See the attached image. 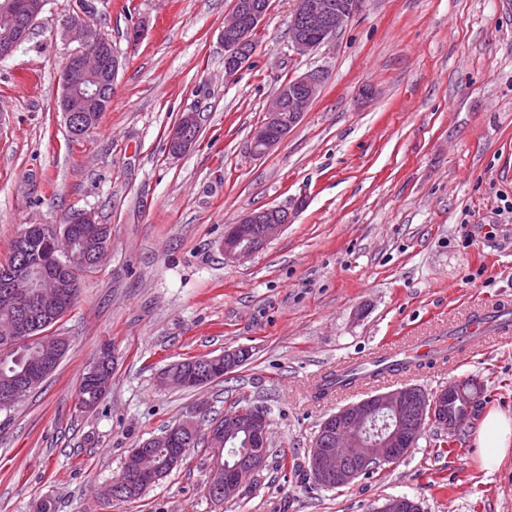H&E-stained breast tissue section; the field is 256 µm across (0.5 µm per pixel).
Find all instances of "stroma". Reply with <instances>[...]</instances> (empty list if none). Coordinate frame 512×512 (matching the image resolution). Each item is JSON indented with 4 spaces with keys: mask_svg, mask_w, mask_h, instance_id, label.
Here are the masks:
<instances>
[{
    "mask_svg": "<svg viewBox=\"0 0 512 512\" xmlns=\"http://www.w3.org/2000/svg\"><path fill=\"white\" fill-rule=\"evenodd\" d=\"M232 0H48L30 38L0 59V262L29 224L89 212L110 225L99 266L53 326L69 348L44 382L0 411V512H373L405 495L421 512H512V453L488 471L475 419L453 449L427 424L395 464L339 489L295 473L321 423L388 382L315 399L312 379L378 346L424 336L478 306L512 302V6L507 0H362L334 41L296 53V0H271L252 64L224 79ZM81 15L121 67L112 104L80 141L55 103ZM323 83L268 154L250 136L280 84ZM201 114L195 148H166L181 114ZM277 206L288 224L228 264L229 224ZM111 344L112 386L78 408L87 364ZM245 350L202 389L164 388L184 360ZM482 410L512 409V335L420 374L432 394L465 379ZM269 412L270 455L238 499L214 506L211 451L136 500L100 490L133 448L196 407Z\"/></svg>",
    "mask_w": 512,
    "mask_h": 512,
    "instance_id": "1",
    "label": "stroma"
}]
</instances>
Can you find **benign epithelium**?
I'll use <instances>...</instances> for the list:
<instances>
[{
  "mask_svg": "<svg viewBox=\"0 0 512 512\" xmlns=\"http://www.w3.org/2000/svg\"><path fill=\"white\" fill-rule=\"evenodd\" d=\"M361 0H298L289 30L291 47L306 53L331 42L358 10ZM47 0H0V13L8 18L5 32L0 35V58L9 56L27 40L44 12ZM268 13L260 0H233L224 19V77L232 80L248 65L256 50L255 38ZM68 30L79 43L70 55L60 75L61 91L57 108L62 112L71 136L89 134L116 82L120 61L107 52L105 37L92 30L79 17L67 21ZM322 75L309 71L280 84L265 106V118L250 140L249 151L255 157L266 155L310 110L321 88ZM200 114L182 113L169 132L170 154L181 156L190 152L198 139ZM74 224H92L98 228L95 241H61L64 263L86 264L93 254L107 250L110 235L93 215L80 213ZM288 223V213L278 207L249 211L231 225L224 235V262L237 263L250 258L277 236ZM10 281L0 297L5 303L21 310L37 307L50 312L59 298L63 282L51 270L34 271L28 265H14L9 270ZM13 347L28 345L29 331L22 322L13 323ZM210 360L198 363L186 371L181 385L209 384ZM458 393L451 385L430 397L420 396L419 387L405 384L396 389L371 394L359 401L340 407L327 417L321 431L308 450L315 481L321 486L336 483L347 486L363 473L384 464H394L404 457L419 438V429L426 423L448 421V397ZM178 430L194 437L205 435L214 456L206 480V490L215 503L235 496L266 464L268 434L267 418L257 412L238 409L226 413L201 429L195 416L178 424ZM244 432L254 449L245 453L231 467L220 461L218 442L237 438ZM162 437L146 441L138 449V459L130 470L122 471L112 483L101 490L103 499L110 501L123 489L133 491L142 482L156 483L163 475L155 472L152 449L160 447ZM416 502L407 496L386 499L376 512H412Z\"/></svg>",
  "mask_w": 512,
  "mask_h": 512,
  "instance_id": "1",
  "label": "benign epithelium"
}]
</instances>
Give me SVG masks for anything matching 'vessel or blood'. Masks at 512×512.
<instances>
[{
  "instance_id": "1",
  "label": "vessel or blood",
  "mask_w": 512,
  "mask_h": 512,
  "mask_svg": "<svg viewBox=\"0 0 512 512\" xmlns=\"http://www.w3.org/2000/svg\"><path fill=\"white\" fill-rule=\"evenodd\" d=\"M512 334V313L507 309L493 312L477 310L465 321L453 327L448 335L421 336L404 346L384 349L369 358L365 368H342L326 372V379L347 378L348 389L357 390L371 383L391 379V364L399 356L410 357L414 365L428 366L429 362L443 361L447 354L460 352L468 345L484 346L492 341Z\"/></svg>"
}]
</instances>
